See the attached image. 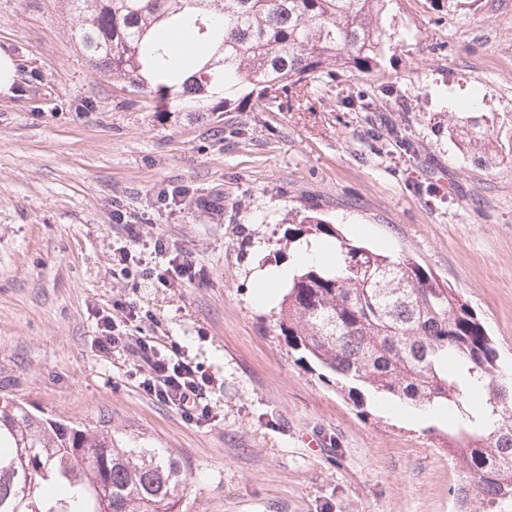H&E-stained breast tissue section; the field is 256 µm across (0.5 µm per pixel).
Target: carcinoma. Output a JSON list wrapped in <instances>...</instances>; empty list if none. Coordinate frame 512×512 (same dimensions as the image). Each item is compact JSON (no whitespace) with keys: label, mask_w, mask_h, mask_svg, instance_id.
<instances>
[{"label":"carcinoma","mask_w":512,"mask_h":512,"mask_svg":"<svg viewBox=\"0 0 512 512\" xmlns=\"http://www.w3.org/2000/svg\"><path fill=\"white\" fill-rule=\"evenodd\" d=\"M389 0H72L75 38L91 63L168 119H217L254 100L302 107L323 78L370 70L391 41ZM192 34L211 55L192 66L169 46ZM463 151L489 158L494 128L448 123ZM309 236L336 242L332 267L288 283L277 318L301 358L370 400L434 407L453 418L446 449L464 474L458 512L512 505V379L460 293L420 264L355 245L310 215ZM184 465L166 448H121L112 434L69 425L0 398V512H178Z\"/></svg>","instance_id":"1"}]
</instances>
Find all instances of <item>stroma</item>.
Listing matches in <instances>:
<instances>
[{"label":"stroma","instance_id":"1","mask_svg":"<svg viewBox=\"0 0 512 512\" xmlns=\"http://www.w3.org/2000/svg\"><path fill=\"white\" fill-rule=\"evenodd\" d=\"M392 47L371 72L319 86L309 110L161 121L89 62L69 0H0V397L54 420L166 448L187 470L179 512H456L462 473L448 419L354 406L302 362L252 299L255 268L292 258L303 216L419 262L457 288L512 368V0H390ZM368 95L373 112L352 101ZM493 122L485 164L449 116ZM416 154L372 148L383 122ZM180 190L178 203L160 193ZM135 216L144 239L190 252L182 288L124 278L112 250ZM152 313L145 336L185 346L218 418L198 424L104 356L97 322L116 295Z\"/></svg>","mask_w":512,"mask_h":512}]
</instances>
